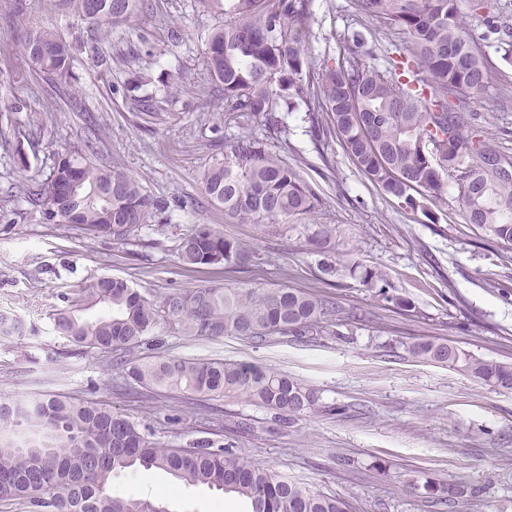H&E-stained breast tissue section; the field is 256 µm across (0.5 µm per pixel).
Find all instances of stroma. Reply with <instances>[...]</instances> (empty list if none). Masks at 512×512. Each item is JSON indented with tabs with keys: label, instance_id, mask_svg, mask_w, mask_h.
Here are the masks:
<instances>
[{
	"label": "stroma",
	"instance_id": "obj_1",
	"mask_svg": "<svg viewBox=\"0 0 512 512\" xmlns=\"http://www.w3.org/2000/svg\"><path fill=\"white\" fill-rule=\"evenodd\" d=\"M27 17L0 23V128L15 130L22 155L0 146V199L10 193L21 164L49 174L58 155L84 147L80 113L36 77L12 50ZM217 17L191 0H143L133 25L112 29V63L94 66L90 53L73 61L85 105L99 123L98 159L133 174L151 194L169 200L199 196L197 178L208 166L213 127L225 137L263 134L257 122L226 124L224 103L202 94L208 81L201 33ZM354 27L351 0H314L310 52L314 68L343 54ZM492 84L474 100L481 126L512 152V48L485 47ZM149 69L152 115L130 111L123 94L134 71ZM176 72L184 90L165 96L161 77ZM286 140L268 147L298 165L321 200L320 221L336 227L342 264L383 271L389 292L413 309L400 314L358 277L330 289L342 312L362 310L372 324L354 336L302 341L275 336L254 345L227 336H180L165 330L144 344L146 356L226 359L255 363L317 388L328 413L293 423L231 399L205 412L202 400L179 392L127 386L110 354L81 349L53 332L49 314L61 287L105 275L160 297L203 285L318 288L317 258L297 234L236 224L202 203L168 215L165 235L142 245L87 240L66 224L44 220L39 208L15 197L0 208V313L17 320L19 334L0 335V399L65 394L99 403L149 427L157 441L180 446L206 437L233 445L274 472L348 500L354 512H512V393L499 394L448 367L413 359L398 342L437 336L473 353L512 363V261L499 243L467 224L456 202L434 216L402 208L371 183L337 141L319 145L303 111L288 114ZM209 224L251 250L236 272L187 270L172 251L174 235ZM456 480L484 488L482 502L431 505L425 482ZM113 494L160 498L172 512H247L242 499L177 483L161 471L125 472Z\"/></svg>",
	"mask_w": 512,
	"mask_h": 512
}]
</instances>
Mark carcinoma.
Masks as SVG:
<instances>
[{
	"mask_svg": "<svg viewBox=\"0 0 512 512\" xmlns=\"http://www.w3.org/2000/svg\"><path fill=\"white\" fill-rule=\"evenodd\" d=\"M93 28L97 62L112 59V26L129 23L139 0H63ZM314 0H195L224 16L205 38L204 62L228 118L256 120L269 135L287 132L279 112L304 108L315 141H339L355 166L405 209L442 202L445 181L456 185L466 222L512 246V157L476 123L469 103L487 94L491 69L482 47L489 35L512 37L494 0H469L483 32L469 27L459 0H352L356 23L342 58L316 73L310 59ZM397 30L399 43L368 41L376 30ZM78 42L39 19L28 22L14 50L42 78L69 86ZM383 59L384 68L376 64ZM152 83L136 72L126 97L132 111L153 104L135 94ZM199 177L208 202L237 224L282 226L313 253L335 246L336 227L317 224L320 198L299 167L247 133L213 145ZM30 201L43 215L93 238L139 244L142 233L163 235L162 215L185 210L144 190L140 181L97 161L95 146L57 160ZM186 268L240 267L250 252L208 224H192L174 241ZM376 296L401 307L385 274L362 276ZM49 314L70 343L114 355L127 375L150 389L178 390L210 400L236 399L283 421L324 409L319 391L286 373L247 362H198L141 357L137 349L160 328L181 336H235L263 343L273 336H320L338 316L335 302L305 288L201 286L153 299L122 278L101 276L58 294ZM408 356L445 365L494 392H512V364L479 358L435 337L401 342ZM125 470L163 471L188 486L244 499L248 512H351L342 497L324 494L264 469L249 457L204 438L162 446L130 418L96 402L66 396L0 401V500H22L29 512H168L163 500L118 497L112 477ZM426 494L450 505L481 500L480 487L425 482Z\"/></svg>",
	"mask_w": 512,
	"mask_h": 512,
	"instance_id": "obj_1",
	"label": "carcinoma"
}]
</instances>
